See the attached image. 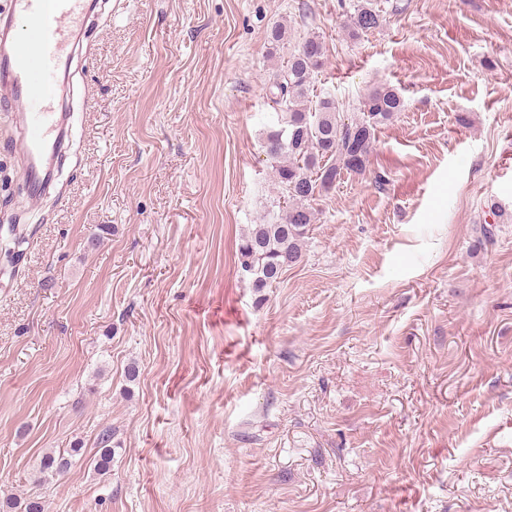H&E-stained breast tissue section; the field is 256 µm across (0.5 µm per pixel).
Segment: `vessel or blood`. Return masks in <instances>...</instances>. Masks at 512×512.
Wrapping results in <instances>:
<instances>
[{"mask_svg":"<svg viewBox=\"0 0 512 512\" xmlns=\"http://www.w3.org/2000/svg\"><path fill=\"white\" fill-rule=\"evenodd\" d=\"M94 5V0H11L0 16L1 109L22 112L14 140L27 201L37 200L51 178L50 158L68 135L57 89L67 50Z\"/></svg>","mask_w":512,"mask_h":512,"instance_id":"b4317fda","label":"vessel or blood"}]
</instances>
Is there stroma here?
Returning a JSON list of instances; mask_svg holds the SVG:
<instances>
[{
	"label": "stroma",
	"instance_id": "35a3bbf8",
	"mask_svg": "<svg viewBox=\"0 0 512 512\" xmlns=\"http://www.w3.org/2000/svg\"><path fill=\"white\" fill-rule=\"evenodd\" d=\"M356 2L99 0L31 204L0 111L28 238L0 260V512H512V0H372L354 41ZM311 33L315 95L404 109L258 292L236 244L276 210L268 88ZM355 6L354 13L350 15L347 28L352 40L359 39L363 34L377 29L382 22L379 10H376L370 1Z\"/></svg>",
	"mask_w": 512,
	"mask_h": 512
}]
</instances>
